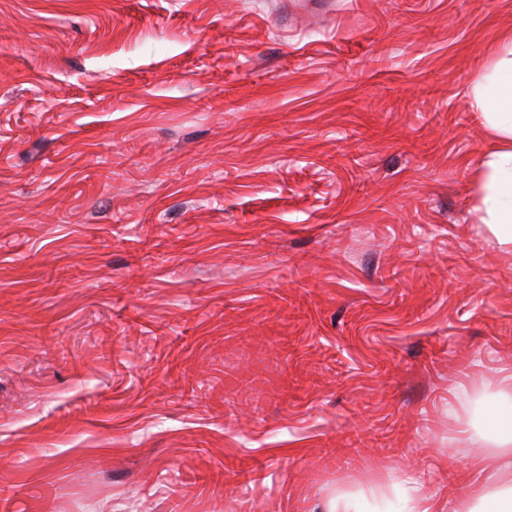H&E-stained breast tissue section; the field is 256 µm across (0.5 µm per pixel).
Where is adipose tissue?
I'll use <instances>...</instances> for the list:
<instances>
[{
    "label": "adipose tissue",
    "mask_w": 512,
    "mask_h": 512,
    "mask_svg": "<svg viewBox=\"0 0 512 512\" xmlns=\"http://www.w3.org/2000/svg\"><path fill=\"white\" fill-rule=\"evenodd\" d=\"M498 51L502 66L493 88L473 89L476 108L487 122L493 151L482 162L477 179L494 235L512 242V37ZM495 426L490 447L473 461L481 479L457 502L454 512H512V373L502 375L495 402L487 412Z\"/></svg>",
    "instance_id": "1"
}]
</instances>
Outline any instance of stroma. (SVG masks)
<instances>
[{
  "label": "stroma",
  "instance_id": "stroma-1",
  "mask_svg": "<svg viewBox=\"0 0 512 512\" xmlns=\"http://www.w3.org/2000/svg\"><path fill=\"white\" fill-rule=\"evenodd\" d=\"M508 34L512 0H0V512H453L512 372L471 96ZM409 486H395V490L399 492L406 512H442L438 503L432 498L423 495L416 483L407 482Z\"/></svg>",
  "mask_w": 512,
  "mask_h": 512
}]
</instances>
